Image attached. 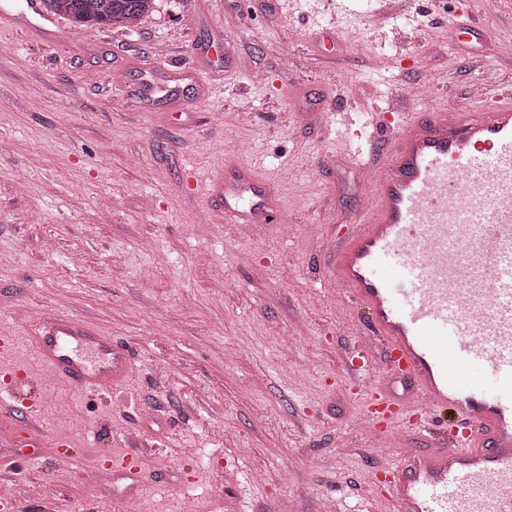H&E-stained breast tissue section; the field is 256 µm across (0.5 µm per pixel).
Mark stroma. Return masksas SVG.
Masks as SVG:
<instances>
[{
	"label": "stroma",
	"mask_w": 512,
	"mask_h": 512,
	"mask_svg": "<svg viewBox=\"0 0 512 512\" xmlns=\"http://www.w3.org/2000/svg\"><path fill=\"white\" fill-rule=\"evenodd\" d=\"M57 30L0 20V336L15 342L0 369L25 371L15 385L46 428L31 470L0 459L15 503L395 512L378 468L401 450L365 437L361 399L335 380L368 333L324 285L328 236L370 204L351 165L382 158L367 113L512 92V0H158L131 31ZM235 167L267 181L286 225L231 223L207 198ZM58 310L126 345L124 384L54 383L30 337ZM142 439L135 484L121 456Z\"/></svg>",
	"instance_id": "stroma-1"
}]
</instances>
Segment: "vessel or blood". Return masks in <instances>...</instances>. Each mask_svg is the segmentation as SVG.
Masks as SVG:
<instances>
[{"instance_id":"obj_1","label":"vessel or blood","mask_w":512,"mask_h":512,"mask_svg":"<svg viewBox=\"0 0 512 512\" xmlns=\"http://www.w3.org/2000/svg\"><path fill=\"white\" fill-rule=\"evenodd\" d=\"M372 204L332 243L329 277L365 311L372 340L343 358L372 437L426 431L382 468L397 512H512V103L478 97L385 125ZM232 223L278 224L247 169L214 179ZM34 352L78 392L125 380L128 348L64 312L39 322ZM411 388L402 400L395 383Z\"/></svg>"}]
</instances>
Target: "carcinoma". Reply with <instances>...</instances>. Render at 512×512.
<instances>
[{"mask_svg": "<svg viewBox=\"0 0 512 512\" xmlns=\"http://www.w3.org/2000/svg\"><path fill=\"white\" fill-rule=\"evenodd\" d=\"M45 9L68 17L81 28L118 25L135 28L154 9L156 0H43Z\"/></svg>", "mask_w": 512, "mask_h": 512, "instance_id": "carcinoma-1", "label": "carcinoma"}]
</instances>
